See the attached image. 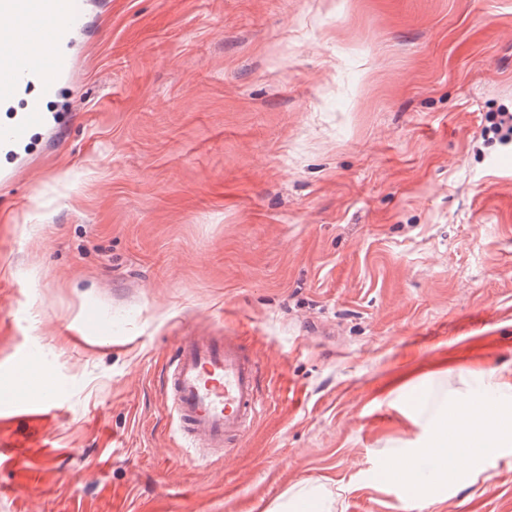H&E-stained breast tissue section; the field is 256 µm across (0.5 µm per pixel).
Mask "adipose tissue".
I'll return each instance as SVG.
<instances>
[{
  "mask_svg": "<svg viewBox=\"0 0 512 512\" xmlns=\"http://www.w3.org/2000/svg\"><path fill=\"white\" fill-rule=\"evenodd\" d=\"M512 443V419L500 415L496 405H474L469 394L450 402L429 440L433 448L452 447L456 463L481 456Z\"/></svg>",
  "mask_w": 512,
  "mask_h": 512,
  "instance_id": "ef3b65f1",
  "label": "adipose tissue"
}]
</instances>
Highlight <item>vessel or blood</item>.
Segmentation results:
<instances>
[{"instance_id": "1", "label": "vessel or blood", "mask_w": 512, "mask_h": 512, "mask_svg": "<svg viewBox=\"0 0 512 512\" xmlns=\"http://www.w3.org/2000/svg\"><path fill=\"white\" fill-rule=\"evenodd\" d=\"M85 0H0V153L16 154L48 115L42 96L32 94L44 67L54 78L72 70L68 47L86 26ZM259 365L240 337L193 334L178 341L165 379V406L187 453L209 449L223 457L225 442L261 414L267 399L258 384ZM39 399H31L30 389ZM60 394L54 374L20 370L0 399V419L38 426L41 405Z\"/></svg>"}]
</instances>
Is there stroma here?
I'll list each match as a JSON object with an SVG mask.
<instances>
[{
    "label": "stroma",
    "mask_w": 512,
    "mask_h": 512,
    "mask_svg": "<svg viewBox=\"0 0 512 512\" xmlns=\"http://www.w3.org/2000/svg\"><path fill=\"white\" fill-rule=\"evenodd\" d=\"M73 71L0 157V512H512V445L407 500L466 372H512V0H86ZM506 171L490 170L492 159ZM109 343L81 342L91 311ZM242 337L273 403L200 466L163 406L178 337ZM37 388L39 400H32L28 394ZM60 394V385L54 374L41 370H20L12 375V390L0 400V422L26 421L36 427L41 420L40 407L53 402ZM2 414V415H1ZM394 472L398 479L402 482H398L393 478V483L397 485V487L400 489V491H403L406 493V495L409 497L411 491H408L406 486L410 490H416L418 491L421 484H422V478H421V468L418 464V462L411 460L407 463H405L401 468L399 469H391V473ZM320 497L316 491L305 487L300 488L293 496L290 511L315 512L321 511Z\"/></svg>",
    "instance_id": "1"
}]
</instances>
